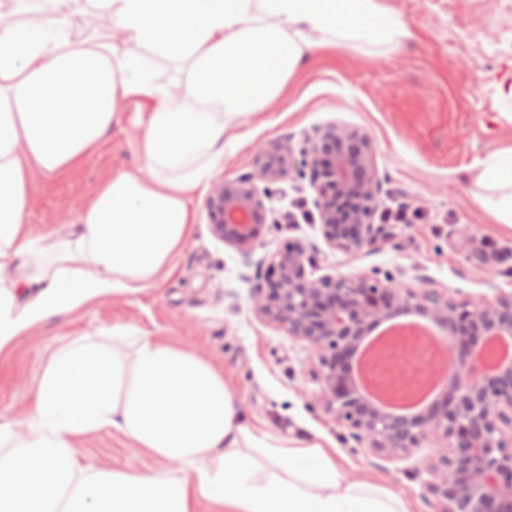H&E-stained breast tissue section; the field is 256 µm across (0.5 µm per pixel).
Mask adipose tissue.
Returning a JSON list of instances; mask_svg holds the SVG:
<instances>
[{
    "label": "adipose tissue",
    "mask_w": 512,
    "mask_h": 512,
    "mask_svg": "<svg viewBox=\"0 0 512 512\" xmlns=\"http://www.w3.org/2000/svg\"><path fill=\"white\" fill-rule=\"evenodd\" d=\"M121 31L98 45L74 33L71 0H41L42 20H12L0 0V352L32 327L149 288L189 241L195 194L224 154L225 121L263 109L329 37L390 39L405 24L377 0H97ZM182 60L183 106L154 62ZM145 112L142 166L118 171L67 236L25 222L29 170L80 165L120 101ZM483 208L512 224V150L488 157ZM24 269L23 281L9 278ZM114 429L182 464L181 475L80 463L77 442ZM410 512L399 493L351 480L335 448L253 428L223 367L123 325L76 336L43 364L23 423L0 417V512Z\"/></svg>",
    "instance_id": "obj_1"
}]
</instances>
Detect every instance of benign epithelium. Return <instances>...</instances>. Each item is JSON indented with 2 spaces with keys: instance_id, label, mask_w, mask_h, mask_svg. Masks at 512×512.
Returning <instances> with one entry per match:
<instances>
[{
  "instance_id": "7a95c632",
  "label": "benign epithelium",
  "mask_w": 512,
  "mask_h": 512,
  "mask_svg": "<svg viewBox=\"0 0 512 512\" xmlns=\"http://www.w3.org/2000/svg\"><path fill=\"white\" fill-rule=\"evenodd\" d=\"M306 174L327 246L355 254L370 244L379 232L373 215L380 177L367 136L339 126L297 151L263 148L249 173L217 183L207 201L213 234L250 256L268 214L258 185ZM309 262L301 245H288L256 286L255 308L318 357L329 407L375 454L402 457L431 435L444 439L447 451L433 465L429 486L445 505L441 512H512V357L493 367L484 361L489 340L512 344V294L493 303L455 302L392 277L310 279ZM411 314L444 335L449 376L427 409L393 414L363 393L354 364L375 328Z\"/></svg>"
}]
</instances>
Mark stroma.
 <instances>
[{"label": "stroma", "mask_w": 512, "mask_h": 512, "mask_svg": "<svg viewBox=\"0 0 512 512\" xmlns=\"http://www.w3.org/2000/svg\"><path fill=\"white\" fill-rule=\"evenodd\" d=\"M410 35L327 46L286 82L260 111L228 121L224 157L208 183L247 173L259 149L301 147L339 125L366 133L381 178L374 242L353 255L331 251L319 224L286 222L287 213L313 211L309 178L269 184L272 222L263 224L250 259L211 231L207 198L195 196L189 243L172 259L174 271L130 296H112L45 322L0 354V415L19 421L33 401L44 361L72 336H97L115 324L181 344L224 367L251 425L284 439L318 437L342 455L352 479H366L408 498L412 512H437L428 489L432 463L446 443L429 437L411 456L387 458L354 440L323 398L320 363L308 346L261 317L254 288L288 243L313 259L308 277H359L377 269L411 288H433L456 301H495L512 292V227L482 208L480 162L512 148V0H378ZM112 130L80 167L56 178L31 171L26 222L37 235L68 234L81 210L112 173L137 164L140 106L120 104ZM400 207L401 224L383 215ZM470 228L461 235L459 226ZM81 462L103 469L180 475L121 433L108 429L80 441Z\"/></svg>", "instance_id": "1"}]
</instances>
